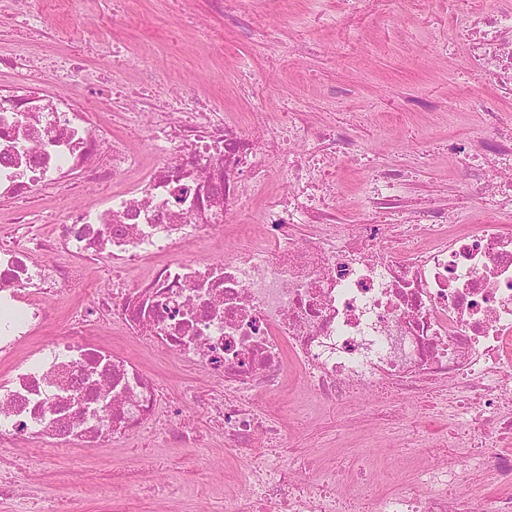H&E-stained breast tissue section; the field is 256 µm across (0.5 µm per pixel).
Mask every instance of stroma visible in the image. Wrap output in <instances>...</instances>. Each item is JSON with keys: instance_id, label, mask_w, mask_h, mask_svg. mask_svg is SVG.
I'll list each match as a JSON object with an SVG mask.
<instances>
[{"instance_id": "stroma-1", "label": "stroma", "mask_w": 512, "mask_h": 512, "mask_svg": "<svg viewBox=\"0 0 512 512\" xmlns=\"http://www.w3.org/2000/svg\"><path fill=\"white\" fill-rule=\"evenodd\" d=\"M113 0H33V10L43 17L47 37L31 43L33 52L68 54L84 42H119L127 56L153 58L157 70L169 82L186 86L210 98L230 118L253 112L249 100L238 92L239 80L251 82L263 107L258 121L277 119L290 97L307 99L305 118L309 125L328 124L347 128L351 113L370 115L368 130L358 133L361 150L378 155L393 166L414 167L418 173L407 189L408 201L434 197L465 216V229L480 228L485 217L477 202L456 175L440 146L451 136L467 134L468 123L454 127L440 124L433 112L406 108L404 101L415 92L446 103L454 91L488 93L485 85L469 82L461 51L442 50L419 29L416 19L402 16L379 20L368 16L346 23L337 0H326L325 9L336 15L335 23L310 29L289 25L292 17L311 12V0H266L264 16L279 29L281 39L303 38L318 45L304 66L275 64L262 44L226 26L222 17L207 15L211 38L200 42L195 30L183 24L184 11L205 13L200 0L182 9L167 0H135L129 5L123 27L97 30L93 22L110 13ZM248 64L242 79L232 70L237 58ZM350 89L346 105L333 112L321 105L320 86ZM98 341L112 350L133 355L167 388L174 408L189 412L209 442L185 448L174 435L144 436L138 444L116 443L107 448H75L52 455L42 467H26L22 448L4 451L16 477L17 494L0 502V512H18L30 488L49 499L62 500L66 512H224L225 486H239L250 463L248 451L230 457L224 452V437L212 432L205 405L190 402L189 389L207 391L220 386L219 378L189 366L174 356L153 352L123 334L120 326L104 329ZM310 392L297 371L287 374V386L268 413L280 421L284 445L304 452L314 468L334 469L351 445L361 456L374 459L386 474L381 493L393 491L395 483L414 478L427 460L401 447L398 434L387 433L375 411L376 399L366 392L342 405V412L356 427L345 436L322 428L319 421L299 426L283 408Z\"/></svg>"}]
</instances>
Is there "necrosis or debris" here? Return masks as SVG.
Listing matches in <instances>:
<instances>
[{
	"label": "necrosis or debris",
	"mask_w": 512,
	"mask_h": 512,
	"mask_svg": "<svg viewBox=\"0 0 512 512\" xmlns=\"http://www.w3.org/2000/svg\"><path fill=\"white\" fill-rule=\"evenodd\" d=\"M247 0H206L244 33L260 35L272 60L297 58L253 18ZM427 0H342L348 21L374 12L427 13ZM448 40L474 80L494 96L458 93L451 114L483 121L448 140V156L489 214L478 230L457 232L433 200L406 207L404 171L357 153L333 126H306L296 103L287 124L242 129L207 100L170 85L151 101L128 82V60L111 74L66 58L29 52L0 57L20 77L0 82V202L15 210L14 234L0 242V447L36 450L74 444L103 448L146 430L167 433L166 389L132 356L92 343L119 324L155 351L173 353L224 382L207 398L227 450L252 449L245 501L224 512H341L334 479L314 478L298 461L268 452L281 427L258 403L277 397L295 363L317 406L376 391L378 413L399 419L419 403L448 428L409 422L405 438L430 459L411 483L380 495L360 478L359 512H512V0H448ZM61 83L78 84L60 93ZM124 104L144 130L142 150L108 139L92 119L104 99ZM363 173L364 205L349 224L336 221L338 172ZM282 181L273 191L270 179ZM106 185L102 203L66 208L62 220L29 210L41 192L82 195ZM258 207L261 235L224 252L222 262H184L177 254L214 231H234L243 205ZM57 223L54 239L42 225ZM320 225L303 238L301 227ZM159 254L172 262L151 266ZM110 259L118 273L143 270L133 287L99 291L66 338L22 348L48 323V305L86 285L88 262ZM454 392H445V380ZM464 460L447 465L454 448ZM490 468L496 493L472 499L462 488L473 470Z\"/></svg>",
	"instance_id": "necrosis-or-debris-1"
}]
</instances>
